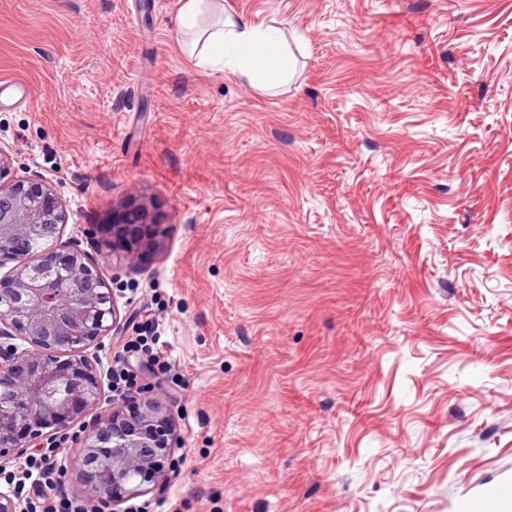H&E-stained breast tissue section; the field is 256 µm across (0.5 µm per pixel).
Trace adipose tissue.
Segmentation results:
<instances>
[{"mask_svg": "<svg viewBox=\"0 0 512 512\" xmlns=\"http://www.w3.org/2000/svg\"><path fill=\"white\" fill-rule=\"evenodd\" d=\"M181 46L202 69H229L271 90L290 72L287 42L276 29L225 15L219 0H179Z\"/></svg>", "mask_w": 512, "mask_h": 512, "instance_id": "ef3b65f1", "label": "adipose tissue"}]
</instances>
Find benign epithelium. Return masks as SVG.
Returning <instances> with one entry per match:
<instances>
[{"mask_svg": "<svg viewBox=\"0 0 512 512\" xmlns=\"http://www.w3.org/2000/svg\"><path fill=\"white\" fill-rule=\"evenodd\" d=\"M13 162L11 149L0 144V263H14L0 278V393L24 392L21 401L0 405V481L8 486L16 473L4 461L24 448L58 447V438L98 407L101 384L86 351L119 323L111 288L80 249L61 244L45 252L40 263L53 278L43 285L32 279L18 244L48 224L61 236L65 213L49 180L16 178ZM143 223L142 213L126 214L109 226L107 247L131 249L141 235H129V225ZM16 338L29 348L18 350ZM57 389L64 399L49 397ZM131 401L130 412L112 413L80 439L77 491L89 499L116 505L164 474L173 447L169 418L149 399Z\"/></svg>", "mask_w": 512, "mask_h": 512, "instance_id": "7a95c632", "label": "benign epithelium"}]
</instances>
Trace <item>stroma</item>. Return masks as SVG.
Returning a JSON list of instances; mask_svg holds the SVG:
<instances>
[{"mask_svg":"<svg viewBox=\"0 0 512 512\" xmlns=\"http://www.w3.org/2000/svg\"><path fill=\"white\" fill-rule=\"evenodd\" d=\"M177 0H0V143L120 311L88 350L169 414L114 512H459L512 485V0H224L273 91L198 68ZM143 209L133 250L102 225ZM152 327L169 358L133 346Z\"/></svg>","mask_w":512,"mask_h":512,"instance_id":"35a3bbf8","label":"stroma"}]
</instances>
